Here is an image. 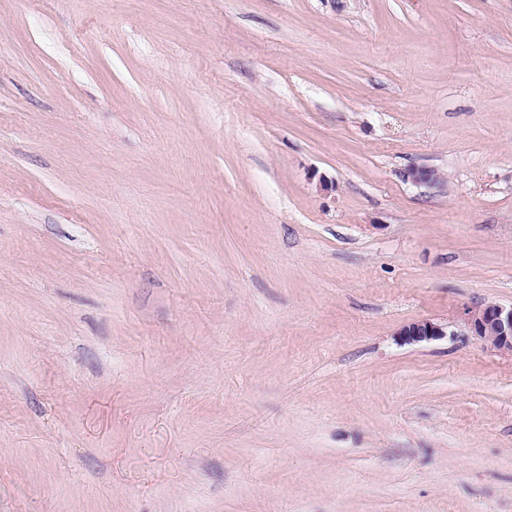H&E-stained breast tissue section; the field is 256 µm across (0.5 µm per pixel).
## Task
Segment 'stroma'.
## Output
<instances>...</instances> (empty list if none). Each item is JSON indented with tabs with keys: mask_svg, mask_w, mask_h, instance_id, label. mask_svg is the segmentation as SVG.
<instances>
[{
	"mask_svg": "<svg viewBox=\"0 0 512 512\" xmlns=\"http://www.w3.org/2000/svg\"><path fill=\"white\" fill-rule=\"evenodd\" d=\"M488 304L512 0H0V512H512ZM444 327L431 321L414 323L400 333L402 340L408 343L428 341L445 336Z\"/></svg>",
	"mask_w": 512,
	"mask_h": 512,
	"instance_id": "35a3bbf8",
	"label": "stroma"
}]
</instances>
